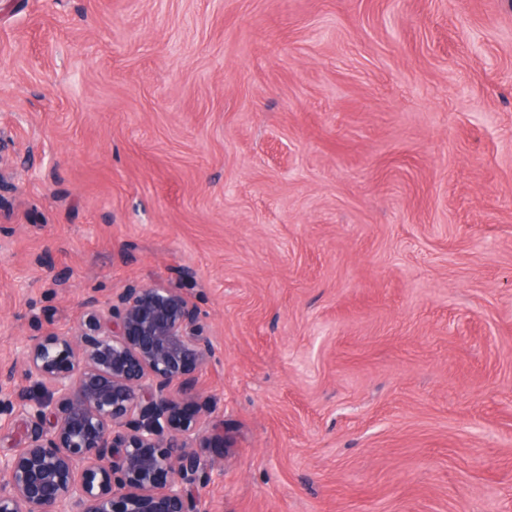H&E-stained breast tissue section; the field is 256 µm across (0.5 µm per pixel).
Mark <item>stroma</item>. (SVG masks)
<instances>
[{
    "instance_id": "stroma-1",
    "label": "stroma",
    "mask_w": 512,
    "mask_h": 512,
    "mask_svg": "<svg viewBox=\"0 0 512 512\" xmlns=\"http://www.w3.org/2000/svg\"><path fill=\"white\" fill-rule=\"evenodd\" d=\"M0 157V361L177 289L211 512H512V0H0Z\"/></svg>"
}]
</instances>
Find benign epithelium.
<instances>
[{"mask_svg": "<svg viewBox=\"0 0 512 512\" xmlns=\"http://www.w3.org/2000/svg\"><path fill=\"white\" fill-rule=\"evenodd\" d=\"M215 355L197 311L172 288L132 284L87 301L78 333L49 332L22 351L35 389L0 362V428L27 427L0 455V512H207L196 488L213 406L184 411L194 372Z\"/></svg>", "mask_w": 512, "mask_h": 512, "instance_id": "obj_1", "label": "benign epithelium"}]
</instances>
